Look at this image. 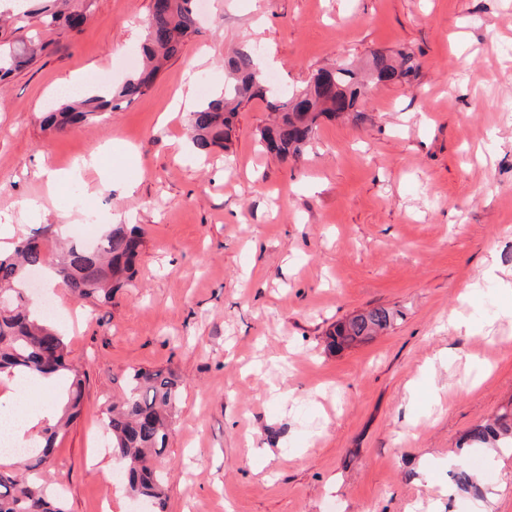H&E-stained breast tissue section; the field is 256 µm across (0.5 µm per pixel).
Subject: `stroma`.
<instances>
[{
  "label": "stroma",
  "instance_id": "35a3bbf8",
  "mask_svg": "<svg viewBox=\"0 0 512 512\" xmlns=\"http://www.w3.org/2000/svg\"><path fill=\"white\" fill-rule=\"evenodd\" d=\"M150 4L92 0L81 34H47L0 86V224L75 239L80 216L58 208L42 169L99 152L102 170L77 181L92 235L144 233L135 285L111 305L47 283L31 297L68 313L60 330L84 375L45 485L68 512H133L94 438L130 369L162 367L182 383L161 459L167 512H512V454L481 498L448 476L463 458L486 471L459 442L512 400V0H207L146 94L43 129L62 81L135 72ZM241 49L291 92L375 53H414L419 70L369 84L366 120L323 121L297 159L263 152L258 98L228 149L194 157L186 115L160 116L186 73L221 89ZM379 306L393 326L329 350L336 321Z\"/></svg>",
  "mask_w": 512,
  "mask_h": 512
}]
</instances>
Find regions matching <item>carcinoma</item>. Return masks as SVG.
<instances>
[{
  "mask_svg": "<svg viewBox=\"0 0 512 512\" xmlns=\"http://www.w3.org/2000/svg\"><path fill=\"white\" fill-rule=\"evenodd\" d=\"M14 20L50 30L83 31L87 7L78 0H7ZM198 33L193 0H165L150 10L146 40L142 46L144 66L117 86L87 90L86 94L44 113L45 129L63 130L100 111L120 108L119 101H131L153 85L162 65L180 55L186 43ZM45 49V46L38 47ZM24 41L0 43V80L27 65L38 49ZM369 68L378 83L410 81L418 64L407 52L393 58L372 55ZM230 79L220 96L207 99L190 113L193 145L198 153L227 147L234 132V119L243 102L267 99L273 122L260 130L267 153L280 160L296 158L312 139L320 118L350 113L362 121L366 113L358 103L366 93L360 73L350 64L333 70H319L300 92L277 95L264 84L256 68V56L239 51L227 62ZM139 226L114 224L94 248L72 245L56 255L48 244L30 236L10 254H0V376L24 374L29 378L65 376L69 381L68 400L55 424L41 430L39 442L22 460L28 476L20 477L10 461L15 456L0 454V512H67L63 500L41 482L40 470L50 463L60 432L81 413L83 374L68 359L63 336L44 314L32 316L21 285L27 275L42 270L56 259V274L71 292L97 304L112 303L114 294L132 284L136 263L143 247ZM394 313L375 307L337 322L329 336V347L341 350L367 342L388 329ZM181 393L176 375L170 369L133 368L127 376L124 396L105 411L112 441V452L123 465L122 482L126 491L151 504L154 512H166L167 475L158 463L170 437L171 419ZM465 443L470 448L512 450V407H504L492 421L471 428ZM460 491L481 497L476 475L465 461L452 472Z\"/></svg>",
  "mask_w": 512,
  "mask_h": 512,
  "instance_id": "obj_1",
  "label": "carcinoma"
}]
</instances>
